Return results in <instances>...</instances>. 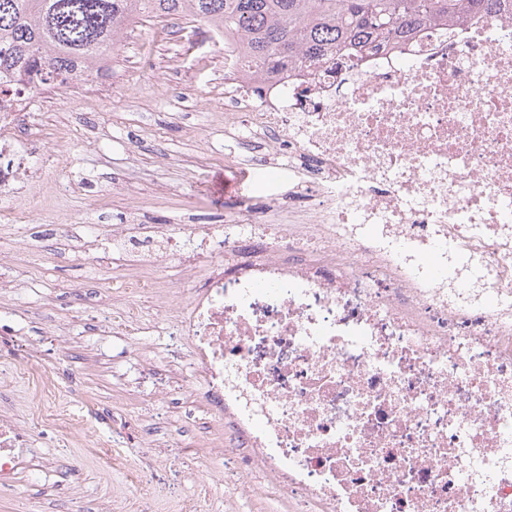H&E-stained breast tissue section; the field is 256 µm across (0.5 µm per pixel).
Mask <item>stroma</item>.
<instances>
[{
  "label": "stroma",
  "mask_w": 512,
  "mask_h": 512,
  "mask_svg": "<svg viewBox=\"0 0 512 512\" xmlns=\"http://www.w3.org/2000/svg\"><path fill=\"white\" fill-rule=\"evenodd\" d=\"M109 78L89 100L64 98L50 103L39 97L33 109L40 114L42 149L54 157L61 178L80 183L71 194L45 192L41 183L30 184L44 194L42 212L31 225L41 246L62 242L64 235L84 234L89 224H119L124 213L138 208L148 224H220L225 201L248 198L260 185L287 191V180L265 173H250L238 180L224 169V42L202 22L169 20L129 24L110 60ZM203 89L201 97L173 107L168 97L185 85ZM77 129L78 137L63 141L55 132L60 125ZM226 175L234 181L231 193L219 190L215 179ZM122 181L131 193H113ZM14 228L0 223V265L10 276L26 281L19 296H0V308L16 318V341L9 355L0 354V370H13L18 378L0 392V407L32 422L39 417L40 398L31 376L21 374L26 352L36 346L46 355L45 368L60 393H69L70 376L80 379L79 400L86 409L112 408L146 424L175 421L179 408L172 398L131 393L121 378L127 366H164L171 350L170 329L159 309L145 312L154 327L139 344L114 342L110 356L91 349L96 332L85 306L74 295L56 293L66 284L94 293L100 282L95 269L81 254H66L45 264L35 254L14 247ZM55 293L60 327L73 342L71 356H63L56 336L41 329L42 305ZM140 430L125 439H113L112 455L141 465L159 495L148 499L140 486L130 482L123 469L107 467L97 451L85 448L76 436L43 426L35 447L49 465L34 473L22 468L9 493H0V512H22L25 502L41 500L44 491L55 494V504L43 512H66L71 489L85 499L111 500L115 512H180L184 502L198 512H224V499L236 494L238 512H288L272 484L262 476L238 474L224 465L223 455L207 445L191 451L158 448L141 454Z\"/></svg>",
  "instance_id": "obj_1"
}]
</instances>
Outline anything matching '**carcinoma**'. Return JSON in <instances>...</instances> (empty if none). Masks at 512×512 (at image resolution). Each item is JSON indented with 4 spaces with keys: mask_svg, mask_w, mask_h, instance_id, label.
<instances>
[{
    "mask_svg": "<svg viewBox=\"0 0 512 512\" xmlns=\"http://www.w3.org/2000/svg\"><path fill=\"white\" fill-rule=\"evenodd\" d=\"M512 0H0V77L61 83L94 72L128 23L189 17L218 29L258 75L310 67L329 53L360 62L392 41Z\"/></svg>",
    "mask_w": 512,
    "mask_h": 512,
    "instance_id": "carcinoma-1",
    "label": "carcinoma"
}]
</instances>
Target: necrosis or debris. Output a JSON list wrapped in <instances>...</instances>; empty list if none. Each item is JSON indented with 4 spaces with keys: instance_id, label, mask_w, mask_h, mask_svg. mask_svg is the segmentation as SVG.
<instances>
[{
    "instance_id": "4bbe7bcc",
    "label": "necrosis or debris",
    "mask_w": 512,
    "mask_h": 512,
    "mask_svg": "<svg viewBox=\"0 0 512 512\" xmlns=\"http://www.w3.org/2000/svg\"><path fill=\"white\" fill-rule=\"evenodd\" d=\"M224 165L288 171L220 224H92V264L178 267L166 321L203 378L181 441L262 473L288 512H512V16L420 30L357 66L253 76L224 48ZM33 96L0 80V222L49 157L19 153ZM476 259L479 298L450 297ZM54 424L111 448L54 399ZM34 433L0 413V491Z\"/></svg>"
}]
</instances>
